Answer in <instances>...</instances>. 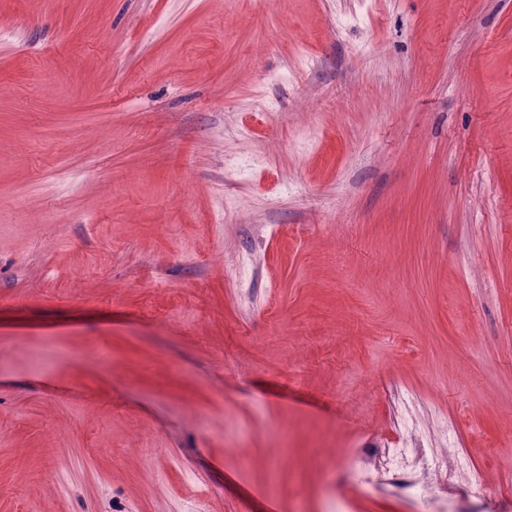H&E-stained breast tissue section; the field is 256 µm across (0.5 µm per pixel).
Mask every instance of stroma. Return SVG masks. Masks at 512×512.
<instances>
[{
	"mask_svg": "<svg viewBox=\"0 0 512 512\" xmlns=\"http://www.w3.org/2000/svg\"><path fill=\"white\" fill-rule=\"evenodd\" d=\"M473 469L512 512V0H0V512ZM382 478H388L392 485L405 483L408 487L418 489L430 483L432 476L449 479L448 464L438 459H429L414 455L406 450L384 449L376 461ZM410 472L415 474L413 482L408 481Z\"/></svg>",
	"mask_w": 512,
	"mask_h": 512,
	"instance_id": "1",
	"label": "stroma"
}]
</instances>
